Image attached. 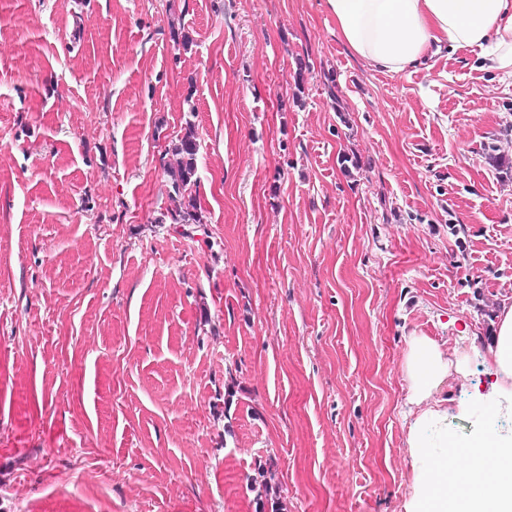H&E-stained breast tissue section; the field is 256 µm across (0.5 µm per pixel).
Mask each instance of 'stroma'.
I'll list each match as a JSON object with an SVG mask.
<instances>
[{
    "mask_svg": "<svg viewBox=\"0 0 512 512\" xmlns=\"http://www.w3.org/2000/svg\"><path fill=\"white\" fill-rule=\"evenodd\" d=\"M505 303L475 51L378 70L327 0H0V512H255L261 466L288 512H405L409 339L469 345L465 443ZM175 152H177L176 155H183L177 171H171L173 188L180 194L188 190L192 178L196 173V144L191 137H186L181 141L180 145L175 148Z\"/></svg>",
    "mask_w": 512,
    "mask_h": 512,
    "instance_id": "35a3bbf8",
    "label": "stroma"
}]
</instances>
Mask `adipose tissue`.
<instances>
[{"mask_svg":"<svg viewBox=\"0 0 512 512\" xmlns=\"http://www.w3.org/2000/svg\"><path fill=\"white\" fill-rule=\"evenodd\" d=\"M336 31L358 58L390 73L416 67L444 47L478 49L485 67L512 72V0H327ZM500 379L479 403L490 418H512V305L498 314L488 348ZM466 348L443 349L412 337L403 372L411 455L429 463L407 512H512V431L488 428L462 453L449 454L448 412L433 393L451 375H465Z\"/></svg>","mask_w":512,"mask_h":512,"instance_id":"ef3b65f1","label":"adipose tissue"}]
</instances>
